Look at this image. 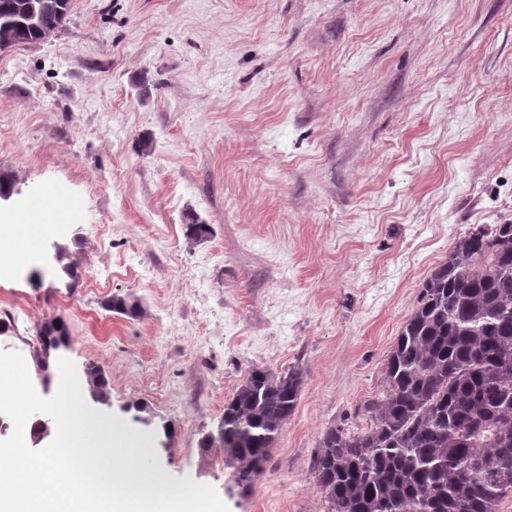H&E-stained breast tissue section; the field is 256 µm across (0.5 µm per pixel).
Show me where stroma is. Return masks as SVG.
<instances>
[{
  "label": "stroma",
  "instance_id": "1",
  "mask_svg": "<svg viewBox=\"0 0 512 512\" xmlns=\"http://www.w3.org/2000/svg\"><path fill=\"white\" fill-rule=\"evenodd\" d=\"M1 172L0 225L37 184L62 211L37 257L0 262V350L30 356L63 318L61 357L101 368L96 408L149 442L155 479L230 512H331L324 432L370 427L455 240L512 223V0H71L0 52ZM255 365L303 385L243 494L199 440ZM104 308L107 311L131 317H137L141 313L140 301L130 294L112 295L104 302Z\"/></svg>",
  "mask_w": 512,
  "mask_h": 512
}]
</instances>
